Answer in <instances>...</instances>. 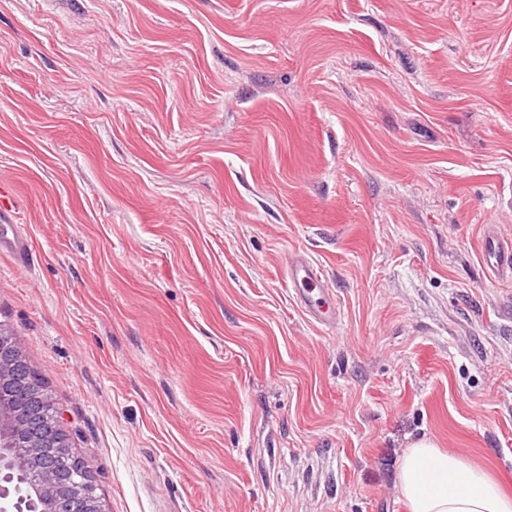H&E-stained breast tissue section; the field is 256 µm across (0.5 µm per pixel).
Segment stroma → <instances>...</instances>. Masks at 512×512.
I'll return each instance as SVG.
<instances>
[{
  "instance_id": "35a3bbf8",
  "label": "stroma",
  "mask_w": 512,
  "mask_h": 512,
  "mask_svg": "<svg viewBox=\"0 0 512 512\" xmlns=\"http://www.w3.org/2000/svg\"><path fill=\"white\" fill-rule=\"evenodd\" d=\"M0 187L107 512H401L419 436L512 493V0H0ZM489 239L485 252L488 269L497 275H512V243ZM288 280L297 302L312 321L325 327L336 325L340 310L320 267L297 254L288 266Z\"/></svg>"
}]
</instances>
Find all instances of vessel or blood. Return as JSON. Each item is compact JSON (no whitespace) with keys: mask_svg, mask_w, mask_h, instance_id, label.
Segmentation results:
<instances>
[{"mask_svg":"<svg viewBox=\"0 0 512 512\" xmlns=\"http://www.w3.org/2000/svg\"><path fill=\"white\" fill-rule=\"evenodd\" d=\"M485 260L492 273L512 275V243L490 240ZM288 280L297 302L312 321L325 327L335 326L340 310L320 267L305 256L296 255L288 267Z\"/></svg>","mask_w":512,"mask_h":512,"instance_id":"obj_1","label":"vessel or blood"}]
</instances>
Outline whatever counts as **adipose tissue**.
Segmentation results:
<instances>
[{
  "label": "adipose tissue",
  "mask_w": 512,
  "mask_h": 512,
  "mask_svg": "<svg viewBox=\"0 0 512 512\" xmlns=\"http://www.w3.org/2000/svg\"><path fill=\"white\" fill-rule=\"evenodd\" d=\"M396 488L403 512H512V495L484 469L429 438L406 448Z\"/></svg>",
  "instance_id": "obj_1"
}]
</instances>
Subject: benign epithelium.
Instances as JSON below:
<instances>
[{"label": "benign epithelium", "instance_id": "1", "mask_svg": "<svg viewBox=\"0 0 512 512\" xmlns=\"http://www.w3.org/2000/svg\"><path fill=\"white\" fill-rule=\"evenodd\" d=\"M47 404L37 366L16 337L0 332V470L28 472L45 512H106L94 475L75 453L62 470L50 464L51 449L71 440L60 411Z\"/></svg>", "mask_w": 512, "mask_h": 512}]
</instances>
